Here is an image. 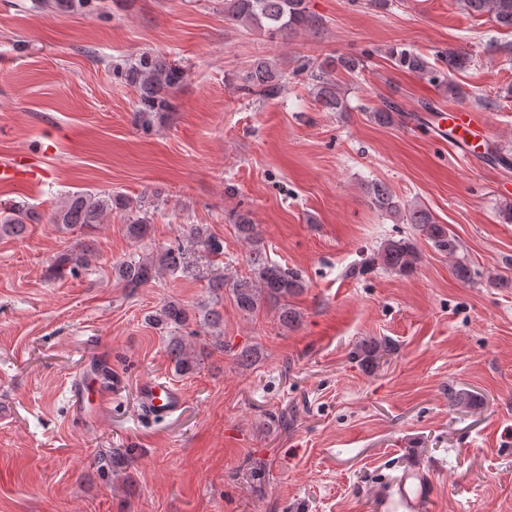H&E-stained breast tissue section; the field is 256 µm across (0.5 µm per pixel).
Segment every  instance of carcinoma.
Returning a JSON list of instances; mask_svg holds the SVG:
<instances>
[{
	"instance_id": "carcinoma-1",
	"label": "carcinoma",
	"mask_w": 512,
	"mask_h": 512,
	"mask_svg": "<svg viewBox=\"0 0 512 512\" xmlns=\"http://www.w3.org/2000/svg\"><path fill=\"white\" fill-rule=\"evenodd\" d=\"M463 9L470 14L487 15L500 28L512 30V0H460ZM91 0H30L22 8L35 12H50L58 7L71 12L86 8ZM224 18L232 25L254 31L269 38L286 36L298 31L319 32L324 20L309 11L307 0H224ZM388 54L397 69L428 76L434 82L441 81L445 72H458L469 63L467 55L461 51L450 50L440 55L446 70L431 66L428 58L413 49L391 48ZM363 66V60L354 55H341L323 60L311 72L315 82L317 100L330 112L346 111L347 101L341 92L336 75L354 74ZM112 73L126 83L134 86L137 100L133 113L134 123L143 129L152 127L154 120L162 118L173 108L171 96L184 80V71L179 65L154 53H142L135 60H123L113 65ZM285 73L277 65L265 59L254 61L240 77L238 89L245 94L274 96L280 90ZM400 114L399 106L388 102L375 110V119L383 125H391ZM369 203L374 209L410 224L416 233L452 262L455 277L466 282L471 277V269L462 251L458 237L441 224L426 207L405 203L400 200L382 182H373L367 189ZM123 208L130 202L119 195L82 193L72 195L63 207L50 214L47 221L61 224L68 229L78 226L99 224L105 210L111 204ZM42 219L38 212L23 206L13 208V212L0 220V231L20 236L27 230V223H36ZM239 236L254 246L249 257L250 275L238 279L232 287V295L238 309L253 313L265 304L278 309V319L285 325H291L296 312L288 306V299L301 294L305 283L296 272L267 259L260 247L257 225L250 212L241 210L231 215ZM95 243L91 239L83 240L75 248L64 254L61 262L71 269L87 267L95 256ZM420 262V252L416 245L406 238H389L374 251L373 257L366 263L379 265L381 269L395 275H407L413 272ZM182 263V253L178 249L167 248L157 255L144 260L125 262L119 265L118 273L124 287L136 289L155 280L157 277L176 271ZM192 313L175 301L163 305L154 318L157 323L172 325L179 329L190 323ZM390 348L387 340L378 337L364 339L353 352V359L361 363L373 362ZM208 345L202 348H189L185 339L174 336L168 345V355L178 372H187L198 359L207 355ZM448 404L452 407L476 408L482 404L476 395L464 391L448 392Z\"/></svg>"
}]
</instances>
